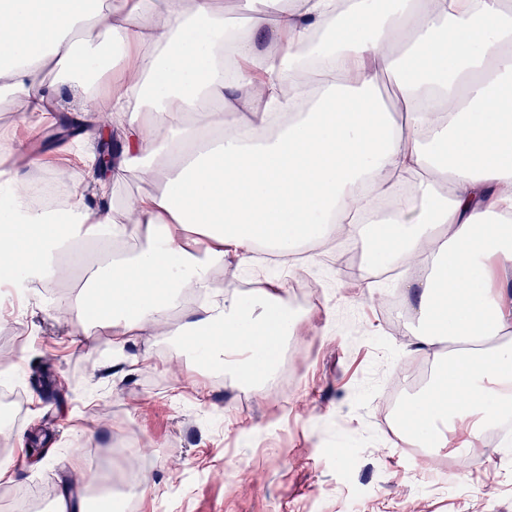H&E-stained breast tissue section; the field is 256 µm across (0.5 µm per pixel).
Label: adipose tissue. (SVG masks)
<instances>
[{"instance_id":"obj_1","label":"adipose tissue","mask_w":512,"mask_h":512,"mask_svg":"<svg viewBox=\"0 0 512 512\" xmlns=\"http://www.w3.org/2000/svg\"><path fill=\"white\" fill-rule=\"evenodd\" d=\"M248 27L224 24L217 0H0V100L31 138L50 116L80 119L85 136L115 131L112 167L86 163L68 181L70 217L33 209L12 160L26 145L0 139V278L60 281L61 254L89 242L140 245L97 265L75 327L106 326L122 356L150 325L181 337L204 364L257 383L297 321L274 316L278 284L243 304L233 285L172 322L182 294L208 288L232 253L250 263L266 245L290 263L299 242L350 225L367 250L402 269L418 351L439 337L458 349L433 364V383L404 406L429 447L448 430L471 435L512 414V307L495 286L512 263V6L506 0H237ZM409 50L395 55V48ZM394 73L399 106L376 87ZM205 111L198 122L192 115ZM163 182L115 208L128 173ZM96 184L95 204L78 191ZM448 191H441V183ZM426 260L432 272L416 277ZM48 512H89L90 488L55 477Z\"/></svg>"}]
</instances>
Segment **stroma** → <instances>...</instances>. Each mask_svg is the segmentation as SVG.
Wrapping results in <instances>:
<instances>
[{"label": "stroma", "mask_w": 512, "mask_h": 512, "mask_svg": "<svg viewBox=\"0 0 512 512\" xmlns=\"http://www.w3.org/2000/svg\"><path fill=\"white\" fill-rule=\"evenodd\" d=\"M350 267L336 246L299 243L303 264L268 270L224 258L225 282L317 299L295 336L294 385H243L227 371L199 369L174 336L136 331L113 356L99 334L75 342L82 281L65 299L68 321L37 288L0 287V388L18 386L16 416L0 433V457L15 478L0 484V512L52 500L49 471L76 459L95 476L90 449L108 448L116 467L136 470L146 490L137 512H512V444L491 445L463 427L442 456L458 469L443 477L428 456H411L382 426L387 383L410 359L412 328L395 333L381 306L398 292L377 263L347 238Z\"/></svg>", "instance_id": "1"}]
</instances>
